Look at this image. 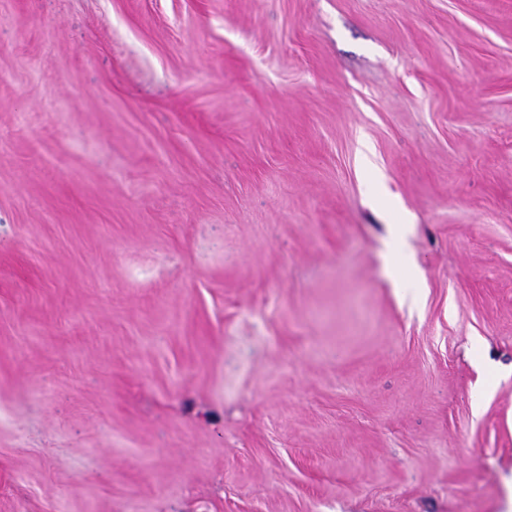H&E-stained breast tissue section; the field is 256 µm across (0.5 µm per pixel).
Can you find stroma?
Here are the masks:
<instances>
[{
  "instance_id": "35a3bbf8",
  "label": "stroma",
  "mask_w": 512,
  "mask_h": 512,
  "mask_svg": "<svg viewBox=\"0 0 512 512\" xmlns=\"http://www.w3.org/2000/svg\"><path fill=\"white\" fill-rule=\"evenodd\" d=\"M0 512H512V0H0Z\"/></svg>"
}]
</instances>
